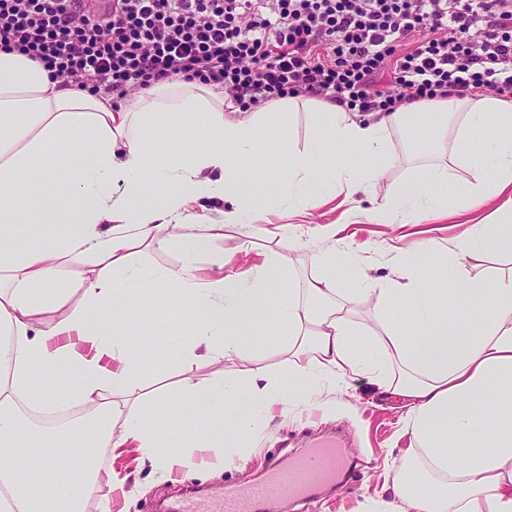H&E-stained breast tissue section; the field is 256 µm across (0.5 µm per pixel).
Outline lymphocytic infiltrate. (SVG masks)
<instances>
[{
    "mask_svg": "<svg viewBox=\"0 0 512 512\" xmlns=\"http://www.w3.org/2000/svg\"><path fill=\"white\" fill-rule=\"evenodd\" d=\"M0 49L116 105L179 76L242 109L312 97L392 112L511 98L512 0H112L98 14L85 0H0Z\"/></svg>",
    "mask_w": 512,
    "mask_h": 512,
    "instance_id": "f902f5d3",
    "label": "lymphocytic infiltrate"
}]
</instances>
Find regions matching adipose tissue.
<instances>
[{
	"label": "adipose tissue",
	"mask_w": 512,
	"mask_h": 512,
	"mask_svg": "<svg viewBox=\"0 0 512 512\" xmlns=\"http://www.w3.org/2000/svg\"><path fill=\"white\" fill-rule=\"evenodd\" d=\"M307 112L316 123L303 148L292 145L287 122L270 116ZM429 114L436 153L447 157L456 141L475 181L464 208L496 202L494 221L477 225L458 245L451 288L432 286L434 267L422 265L423 247L393 259L395 275L360 274L355 304H373L384 316L372 346L363 345L351 311L338 302L334 271L355 266L345 245L313 254L314 275L269 301L278 276L272 256L254 271H237L236 251L224 250V230L255 227L262 216L245 206L247 195L292 188L289 211L315 201L306 186L356 191L376 185L391 159L390 133L402 134ZM498 115L489 124L490 115ZM268 152L288 155V182L248 181L237 158ZM367 160L356 178L349 154ZM79 156L78 176L65 160ZM447 168L420 166L400 194L383 199L372 218L404 224L448 209ZM50 199L33 210V198ZM204 200L225 208L213 220L199 212ZM61 217L54 237L14 249L28 224ZM182 244L180 267L159 273L137 267L134 250L162 244L167 234ZM512 252V101L488 95H453L418 102L357 121L346 106L310 98H284L248 111L224 106L212 87L173 78L113 106L111 96L50 79L28 56L0 49V512H84L97 497L112 512V492L125 479L101 476L88 444L138 448L161 477L180 475L193 447L224 445L250 433L259 418L227 419L228 401L266 409L288 401V388L336 385L367 374L403 398L409 437L408 476H396L373 512H512V275L470 274L469 260ZM225 274H200L199 254ZM68 261L89 274L70 288L56 287ZM174 287L184 323L165 315L139 321L130 300L150 304L157 281ZM276 320L288 328L289 357L278 370L256 375L244 328ZM146 329L165 345L133 346ZM185 359L213 365L208 383L182 379L166 398V423L151 406L127 402L141 385L146 364H163L169 345ZM244 366L229 378L221 362ZM69 374L63 392L47 395L34 380ZM56 414L77 406L82 416L66 434L37 431L18 414L19 404Z\"/></svg>",
	"instance_id": "obj_1"
}]
</instances>
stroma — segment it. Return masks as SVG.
<instances>
[{"mask_svg": "<svg viewBox=\"0 0 512 512\" xmlns=\"http://www.w3.org/2000/svg\"><path fill=\"white\" fill-rule=\"evenodd\" d=\"M432 147L424 132L411 134L406 141L392 134L390 152L395 161L377 189L359 193L353 204L347 203L345 196H337L313 208L310 216L291 219L287 243L255 237L251 254L238 257L240 268H249L259 255L272 252L281 269L273 291L303 287L313 271L311 250L329 245L320 236L322 226L327 224L333 225L337 237L347 239L357 251L361 268L377 278L392 276V257L414 242L427 241L438 251H452L455 242L470 233L474 224L485 221L489 208L456 209L448 218L421 224H377L370 219L384 196L398 194L415 175L417 154L431 153ZM250 334L253 370H271L286 359L280 341L282 327L276 321L251 329ZM212 371V366L184 361L176 350L165 372L148 374L144 383L150 391L163 385L176 387L185 377L203 383ZM401 405L400 397L383 392L363 374L352 376L338 387L323 386L317 393L295 388L288 405H275L271 419L253 430L232 453L221 458L205 455L204 465L188 466L174 481L161 478L140 462L135 449L102 450V472L114 469L127 476L124 488L112 496V512H156L160 499L186 489L220 493L225 486L260 477L275 451L290 458L335 433L345 437L342 452L347 461L354 463L356 476L353 481L321 491L316 497L317 512H371L384 480L398 474L406 463L408 439L402 434Z\"/></svg>", "mask_w": 512, "mask_h": 512, "instance_id": "1", "label": "stroma"}]
</instances>
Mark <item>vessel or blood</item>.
Masks as SVG:
<instances>
[{"instance_id": "obj_1", "label": "vessel or blood", "mask_w": 512, "mask_h": 512, "mask_svg": "<svg viewBox=\"0 0 512 512\" xmlns=\"http://www.w3.org/2000/svg\"><path fill=\"white\" fill-rule=\"evenodd\" d=\"M349 478L345 458L331 439L313 445L288 465L269 462L260 479L225 487L214 497L182 499L171 512H260L261 506L281 498L311 501L316 485Z\"/></svg>"}]
</instances>
